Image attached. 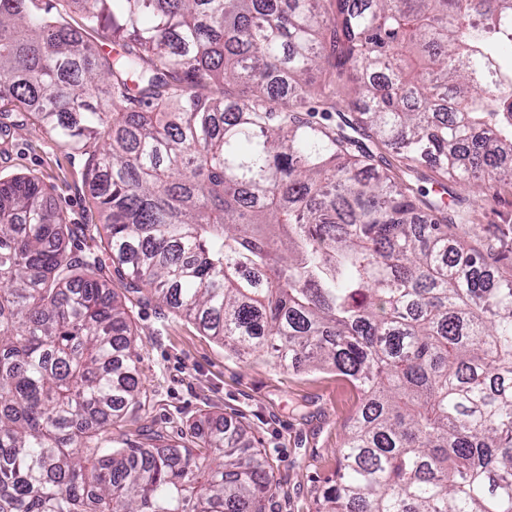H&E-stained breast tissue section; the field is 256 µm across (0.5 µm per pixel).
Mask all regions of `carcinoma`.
Returning a JSON list of instances; mask_svg holds the SVG:
<instances>
[{
  "instance_id": "carcinoma-1",
  "label": "carcinoma",
  "mask_w": 512,
  "mask_h": 512,
  "mask_svg": "<svg viewBox=\"0 0 512 512\" xmlns=\"http://www.w3.org/2000/svg\"><path fill=\"white\" fill-rule=\"evenodd\" d=\"M505 47L512 0H0V100L102 141L125 291L357 388L317 512H512V273L474 224L512 190ZM74 233L38 177L0 179V512H264L243 427L123 433L133 322Z\"/></svg>"
}]
</instances>
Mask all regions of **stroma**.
I'll return each mask as SVG.
<instances>
[{
  "instance_id": "stroma-1",
  "label": "stroma",
  "mask_w": 512,
  "mask_h": 512,
  "mask_svg": "<svg viewBox=\"0 0 512 512\" xmlns=\"http://www.w3.org/2000/svg\"><path fill=\"white\" fill-rule=\"evenodd\" d=\"M15 125L0 138V178L35 175L51 203L79 230L68 251L103 244L84 183L86 157L1 101ZM134 330L142 382L141 408L123 427L137 443L162 436L183 444L199 419L223 417L243 425L272 466L266 512H316L325 478L336 471V448L359 399L334 369L282 367L265 357L238 358L201 333L193 321L155 301L134 299Z\"/></svg>"
}]
</instances>
